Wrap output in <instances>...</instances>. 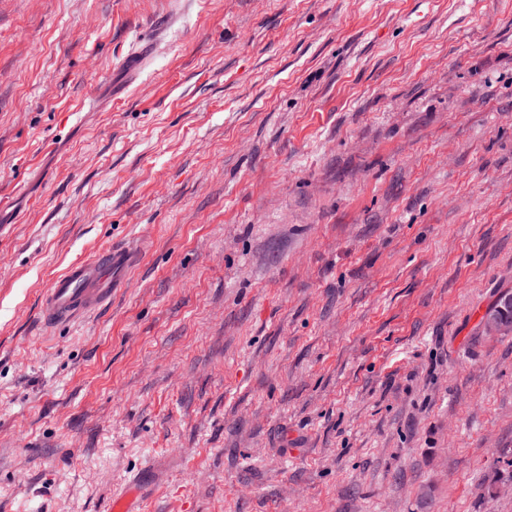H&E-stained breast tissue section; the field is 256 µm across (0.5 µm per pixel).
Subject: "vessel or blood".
<instances>
[{
  "label": "vessel or blood",
  "instance_id": "obj_1",
  "mask_svg": "<svg viewBox=\"0 0 512 512\" xmlns=\"http://www.w3.org/2000/svg\"><path fill=\"white\" fill-rule=\"evenodd\" d=\"M130 255L121 249L106 248L95 257L69 265L46 288L39 313L46 328L77 324L112 299L113 274L129 269Z\"/></svg>",
  "mask_w": 512,
  "mask_h": 512
}]
</instances>
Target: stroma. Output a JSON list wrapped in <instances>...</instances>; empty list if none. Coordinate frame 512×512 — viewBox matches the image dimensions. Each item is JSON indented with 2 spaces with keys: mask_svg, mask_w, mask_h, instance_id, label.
<instances>
[{
  "mask_svg": "<svg viewBox=\"0 0 512 512\" xmlns=\"http://www.w3.org/2000/svg\"><path fill=\"white\" fill-rule=\"evenodd\" d=\"M2 200L0 512H512V0H0ZM131 263L127 252L110 246L91 259L69 265L41 297L39 313L44 326L51 330L89 318L112 300L113 272L118 268L128 270Z\"/></svg>",
  "mask_w": 512,
  "mask_h": 512,
  "instance_id": "35a3bbf8",
  "label": "stroma"
}]
</instances>
